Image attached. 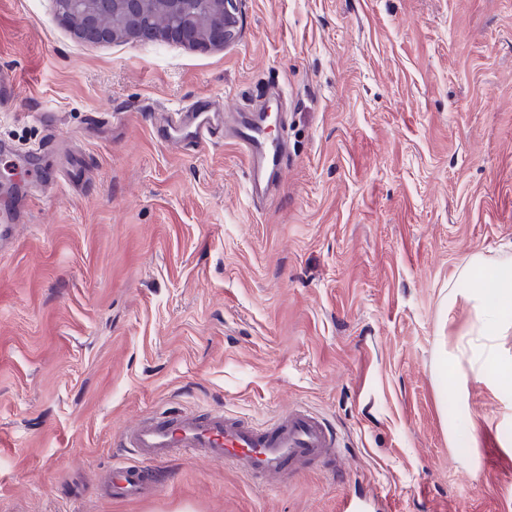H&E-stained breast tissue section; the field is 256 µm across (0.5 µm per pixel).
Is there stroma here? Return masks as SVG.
Segmentation results:
<instances>
[{"instance_id": "1", "label": "stroma", "mask_w": 512, "mask_h": 512, "mask_svg": "<svg viewBox=\"0 0 512 512\" xmlns=\"http://www.w3.org/2000/svg\"><path fill=\"white\" fill-rule=\"evenodd\" d=\"M2 74L0 203L14 157L58 147L0 249V512H512V397L444 364L457 271L512 260V0H238L208 50L0 0ZM262 101L288 160L259 202L229 129L159 133ZM296 403L342 450L286 485L177 454L146 497L98 490L156 411ZM176 115L177 119L170 123L171 127L192 128L191 134L194 142L213 138L216 131L221 129L224 123L223 116L220 113H217L213 121L206 123L197 122L196 112H178Z\"/></svg>"}]
</instances>
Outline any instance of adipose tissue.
Here are the masks:
<instances>
[{
    "label": "adipose tissue",
    "mask_w": 512,
    "mask_h": 512,
    "mask_svg": "<svg viewBox=\"0 0 512 512\" xmlns=\"http://www.w3.org/2000/svg\"><path fill=\"white\" fill-rule=\"evenodd\" d=\"M458 276L475 284L470 295L474 319L463 334L462 350L468 356V366L463 369L458 361H451L448 382H462L471 373L506 387L512 380V355L503 351L505 339L512 335V263L491 266L475 256L459 269Z\"/></svg>",
    "instance_id": "1"
}]
</instances>
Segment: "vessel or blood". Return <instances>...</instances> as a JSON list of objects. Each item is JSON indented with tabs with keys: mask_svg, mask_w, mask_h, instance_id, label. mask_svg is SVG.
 I'll list each match as a JSON object with an SVG mask.
<instances>
[{
	"mask_svg": "<svg viewBox=\"0 0 512 512\" xmlns=\"http://www.w3.org/2000/svg\"><path fill=\"white\" fill-rule=\"evenodd\" d=\"M175 125L191 129L193 141L201 142L213 138L223 119L218 116L201 123L194 112L186 111L178 113ZM234 132L247 158L252 184H259L268 174L280 175L284 167L281 139L270 137L262 122L248 119L236 121ZM28 204V197L23 196L0 212V238L12 236ZM118 445L125 448L128 458L113 465L103 488L108 496L127 499L148 494L149 466L179 450L231 463L259 481L284 482L316 464L336 460L341 448L335 427L301 404L290 406L269 423L221 410L159 412L122 432Z\"/></svg>",
	"mask_w": 512,
	"mask_h": 512,
	"instance_id": "obj_1",
	"label": "vessel or blood"
}]
</instances>
